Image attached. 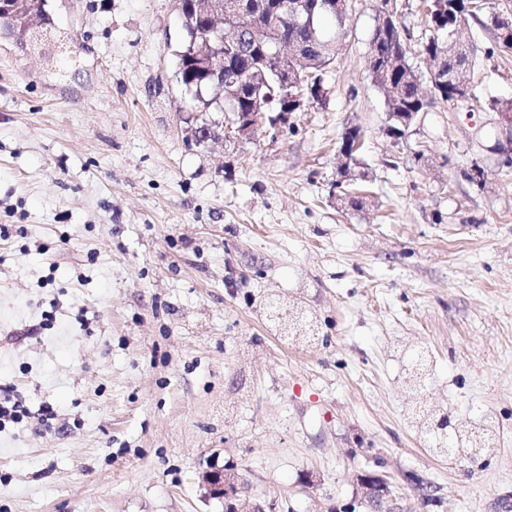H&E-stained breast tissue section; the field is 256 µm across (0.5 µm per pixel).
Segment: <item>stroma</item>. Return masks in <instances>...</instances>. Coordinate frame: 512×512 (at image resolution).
Masks as SVG:
<instances>
[{"instance_id":"1","label":"stroma","mask_w":512,"mask_h":512,"mask_svg":"<svg viewBox=\"0 0 512 512\" xmlns=\"http://www.w3.org/2000/svg\"><path fill=\"white\" fill-rule=\"evenodd\" d=\"M324 97L228 141L178 83L176 0H47L38 46L0 33V386L51 430H0V512H226L203 474L233 466L236 512H329L386 474L408 512H501L512 496V166L493 112L428 100L387 133L368 74L380 0H348ZM408 57L421 0H400ZM483 0L465 29L477 95L512 98V52ZM365 133L364 205L336 198L339 147ZM301 306L286 341L269 299ZM54 327L40 330L43 314ZM424 398L493 428L461 464L408 417ZM436 489L423 506L418 484Z\"/></svg>"}]
</instances>
